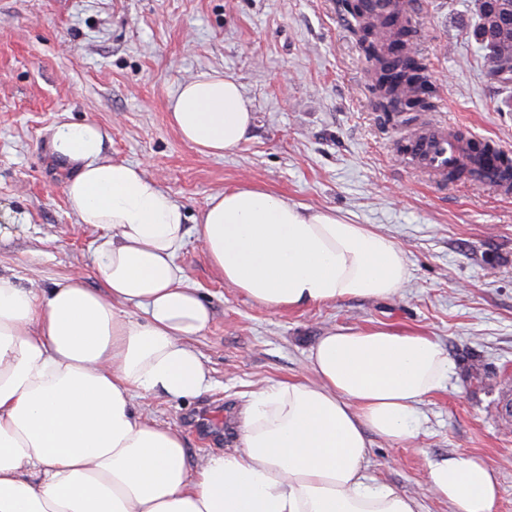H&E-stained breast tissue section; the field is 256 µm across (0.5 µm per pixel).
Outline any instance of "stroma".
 I'll use <instances>...</instances> for the list:
<instances>
[{"label":"stroma","mask_w":512,"mask_h":512,"mask_svg":"<svg viewBox=\"0 0 512 512\" xmlns=\"http://www.w3.org/2000/svg\"><path fill=\"white\" fill-rule=\"evenodd\" d=\"M339 0H0V271L42 286L92 267L98 232L78 223L65 186L79 166L55 149L60 124L104 133L101 157L138 167L198 224L206 198L253 184L368 224L404 251L410 278L390 300L343 299L273 313L224 285L188 234L175 262L212 318L194 339L212 388L138 404L179 429L190 460L236 445L251 391L299 375L337 327L387 326L435 337L452 363L419 407L410 445L368 434L370 473L452 512L423 489L429 459L471 454L498 473L493 512H512V194L462 179L437 185L399 158L402 128L376 111ZM416 49L435 113L512 153L506 92L470 35L469 0H415ZM236 80L255 120L235 152L206 155L168 118L178 87L203 72Z\"/></svg>","instance_id":"35a3bbf8"}]
</instances>
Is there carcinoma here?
<instances>
[{"instance_id":"cac0c4a2","label":"carcinoma","mask_w":512,"mask_h":512,"mask_svg":"<svg viewBox=\"0 0 512 512\" xmlns=\"http://www.w3.org/2000/svg\"><path fill=\"white\" fill-rule=\"evenodd\" d=\"M367 0H341L350 16V30L369 64L375 109L401 112L414 103V111L429 110L426 93L430 89L427 66L413 46L415 29L407 16L410 0H401L402 8L381 22L373 20ZM476 23L471 37L481 45L486 57L498 62L499 80L512 84V42L502 37L501 27L489 23L487 0H472Z\"/></svg>"}]
</instances>
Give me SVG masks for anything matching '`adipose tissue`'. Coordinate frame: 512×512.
Here are the masks:
<instances>
[{
  "label": "adipose tissue",
  "mask_w": 512,
  "mask_h": 512,
  "mask_svg": "<svg viewBox=\"0 0 512 512\" xmlns=\"http://www.w3.org/2000/svg\"><path fill=\"white\" fill-rule=\"evenodd\" d=\"M180 137L212 156L253 121L240 85L217 71L169 101ZM102 130L65 123L58 153L79 163L65 188L79 223L100 229L95 275L27 288L0 273V512H418L368 474L367 432L405 444L417 410L452 364L435 337L389 327L322 336L307 378L252 392L239 448L190 464L180 433L145 419L138 393L199 397L192 344L210 321L175 262L187 215L156 181L101 160ZM217 277L273 312L341 299L388 300L410 271L401 248L365 224L246 184L209 195L195 230ZM429 493L455 512H493L499 484L481 458L431 459Z\"/></svg>",
  "instance_id": "ef3b65f1"
}]
</instances>
